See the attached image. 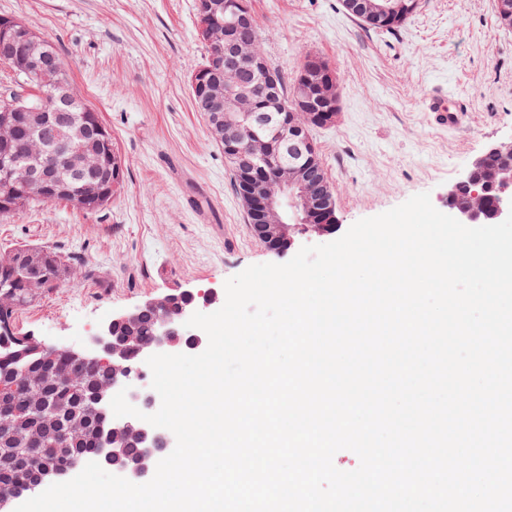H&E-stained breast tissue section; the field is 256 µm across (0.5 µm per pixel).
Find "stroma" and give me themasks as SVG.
I'll return each mask as SVG.
<instances>
[{"label": "stroma", "instance_id": "obj_1", "mask_svg": "<svg viewBox=\"0 0 512 512\" xmlns=\"http://www.w3.org/2000/svg\"><path fill=\"white\" fill-rule=\"evenodd\" d=\"M250 3L273 68L290 77L317 54L338 73L336 121L311 131L337 190L336 235L421 192L447 212L448 189L470 164L512 141V28L499 25L495 0H423L390 33L340 0ZM0 16L56 43L124 169L105 210L58 202L0 218V253L54 251L72 270L14 312L18 333L82 349L149 298L221 294L248 266L293 258L254 238L224 151L194 108L188 77L206 54L196 0H0ZM440 86L469 101L462 126L432 123L425 104Z\"/></svg>", "mask_w": 512, "mask_h": 512}]
</instances>
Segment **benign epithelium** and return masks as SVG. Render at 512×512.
Listing matches in <instances>:
<instances>
[{"label":"benign epithelium","instance_id":"benign-epithelium-1","mask_svg":"<svg viewBox=\"0 0 512 512\" xmlns=\"http://www.w3.org/2000/svg\"><path fill=\"white\" fill-rule=\"evenodd\" d=\"M349 7L367 19L389 23L402 14L406 5L400 0L392 4L387 0H350ZM198 8L199 36L209 43H224V66L198 67L189 77V86L195 96L205 99L213 108L210 129L215 138H224V158L246 172V197L251 211L261 221L259 229L268 241V249L282 253L303 236L322 237L333 233L338 223L335 191L327 185L321 191L312 189L311 143L302 136V128L307 120L328 123L336 120L338 83L334 69L318 57H311L310 73L303 77L297 88L301 112H283L274 125L257 134L253 126L270 120L268 116L256 115L258 91L267 95L273 93L277 88V75L263 52L255 46L249 47L243 38V32L253 27L254 16L241 0H198ZM220 14L224 15V25L216 27L212 20ZM0 41L18 48L15 64L20 70L31 78L43 76L42 67L29 57L32 47L45 44L43 37L18 19L1 16ZM77 98L72 87L59 85L49 93L43 106L31 109L29 119L34 125L41 126L56 117L61 106L76 105ZM84 119V125L74 127L69 118H63L60 128L67 130L68 141L81 142L93 136L99 147L110 148L108 133L94 114L87 113ZM275 140L290 143L289 151L295 159L286 165L274 162L272 142ZM487 152L501 156L511 166L499 181L480 184L476 181L483 161L480 156L463 179L448 189L449 214L463 224H498L512 211V142L493 144ZM0 168L4 170L0 177V208L3 210L14 207L22 189L39 193L68 190L70 184L64 178L66 173L89 172L94 175L98 181V193L92 202L94 207L104 203L112 193V168L87 151L74 147L58 155L41 157L37 166H25L3 158ZM463 185L475 186L464 202L457 199V190ZM185 295L186 292L179 291L150 298L113 316L92 337L88 350H62L27 335L21 341L19 355L63 352L79 364H104L110 369L111 377L94 387L90 413L106 416L111 399L126 387L130 404L151 414L160 406V399L142 374L147 358L158 353L200 352L207 343L206 333L185 326V322L192 314L219 301L217 296L205 293L202 301L188 302L180 307L177 316H170V306L176 298ZM145 310L156 314L155 335L115 334L117 326L136 322ZM51 416L49 411L27 430L15 433L14 442L21 446L31 442L34 435L54 425ZM173 442L168 430L129 416L107 430L100 448L92 456L75 457L62 465L46 468L38 483L1 495L0 512H13L11 505L14 501L44 491L91 461L133 483H143L153 476L158 461L169 455Z\"/></svg>","mask_w":512,"mask_h":512}]
</instances>
